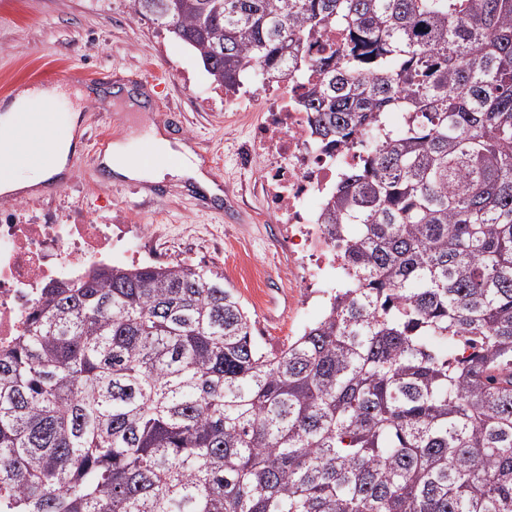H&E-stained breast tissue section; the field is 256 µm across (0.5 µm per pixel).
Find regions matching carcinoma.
I'll return each mask as SVG.
<instances>
[{"label": "carcinoma", "instance_id": "carcinoma-1", "mask_svg": "<svg viewBox=\"0 0 512 512\" xmlns=\"http://www.w3.org/2000/svg\"><path fill=\"white\" fill-rule=\"evenodd\" d=\"M226 89L319 76L346 280L275 351L224 274L46 289L0 355L7 512H512V0H130ZM340 25L327 55L307 39ZM441 344L469 350L450 355Z\"/></svg>", "mask_w": 512, "mask_h": 512}]
</instances>
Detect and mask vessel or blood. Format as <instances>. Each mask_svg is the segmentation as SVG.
Listing matches in <instances>:
<instances>
[{"label":"vessel or blood","mask_w":512,"mask_h":512,"mask_svg":"<svg viewBox=\"0 0 512 512\" xmlns=\"http://www.w3.org/2000/svg\"><path fill=\"white\" fill-rule=\"evenodd\" d=\"M65 135L64 108L59 102H27L13 114L7 140L0 141V176L41 165L51 145Z\"/></svg>","instance_id":"1"}]
</instances>
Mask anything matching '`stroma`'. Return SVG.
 <instances>
[{"instance_id": "35a3bbf8", "label": "stroma", "mask_w": 512, "mask_h": 512, "mask_svg": "<svg viewBox=\"0 0 512 512\" xmlns=\"http://www.w3.org/2000/svg\"><path fill=\"white\" fill-rule=\"evenodd\" d=\"M60 70L82 87L98 85V73L108 71L112 82L127 86L146 77L156 88L147 94L145 112L129 111L122 97L89 105L64 188L0 205V224H108L119 210L128 223L163 225L164 256L223 271L225 285L238 293L260 330L258 345L267 350L321 317L325 293L289 287L288 271L301 265L302 255L289 251L278 224L259 221L266 208L260 170L240 159L262 112L225 109L223 89L212 84L193 52L134 15L129 0H0V94ZM162 106L178 114L182 141L220 170L234 220L197 191L173 187L169 175L163 182L172 191L164 198L103 189L101 170L89 158L95 140L103 134L115 142L144 136Z\"/></svg>"}]
</instances>
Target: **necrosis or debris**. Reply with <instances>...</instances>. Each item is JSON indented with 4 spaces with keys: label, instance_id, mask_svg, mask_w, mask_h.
I'll return each instance as SVG.
<instances>
[{
    "label": "necrosis or debris",
    "instance_id": "4bbe7bcc",
    "mask_svg": "<svg viewBox=\"0 0 512 512\" xmlns=\"http://www.w3.org/2000/svg\"><path fill=\"white\" fill-rule=\"evenodd\" d=\"M306 91V83L291 75L274 86L225 92L224 105L261 108L264 119L250 132V156L261 168L268 211L285 225L289 245L301 246L321 270L342 263L323 223L325 199L338 171L357 162L360 152L317 141L298 104ZM160 232L156 224H0V350L16 343L46 286L110 265L113 251L129 237L148 252Z\"/></svg>",
    "mask_w": 512,
    "mask_h": 512
}]
</instances>
